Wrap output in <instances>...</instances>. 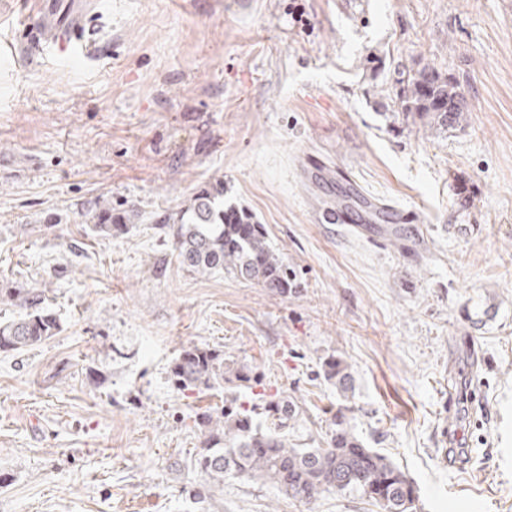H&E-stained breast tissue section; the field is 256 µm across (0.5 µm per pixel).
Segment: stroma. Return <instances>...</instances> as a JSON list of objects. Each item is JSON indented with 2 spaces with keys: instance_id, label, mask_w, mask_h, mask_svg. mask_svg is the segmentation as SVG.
Here are the masks:
<instances>
[{
  "instance_id": "35a3bbf8",
  "label": "stroma",
  "mask_w": 512,
  "mask_h": 512,
  "mask_svg": "<svg viewBox=\"0 0 512 512\" xmlns=\"http://www.w3.org/2000/svg\"><path fill=\"white\" fill-rule=\"evenodd\" d=\"M35 9L0 0V282L43 291L61 330L0 350V512H379L208 485L203 414L260 394L294 400L289 437L314 448L351 402L419 512H512V0H76L97 55L20 65L2 47ZM424 66L467 102L444 134L394 112ZM217 179L295 270L287 293L177 261L156 219ZM347 179L411 223L318 221ZM98 202L141 220L93 234ZM193 346L255 382L179 389ZM325 373L328 380L333 381L336 390L347 397L352 392L353 378L348 365L340 358L331 357L325 363Z\"/></svg>"
}]
</instances>
